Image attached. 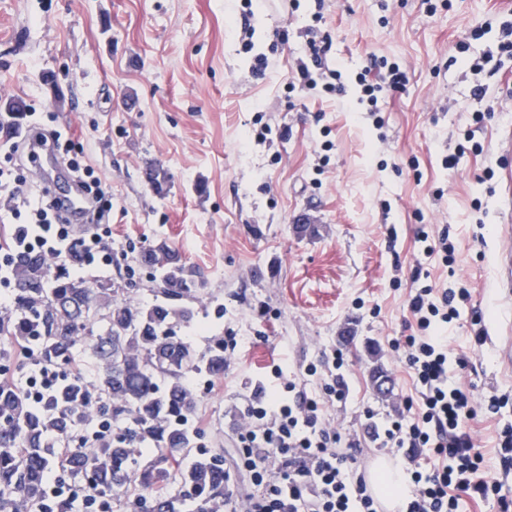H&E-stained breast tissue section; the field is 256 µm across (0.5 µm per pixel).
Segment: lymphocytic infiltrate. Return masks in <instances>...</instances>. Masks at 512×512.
Here are the masks:
<instances>
[{
    "instance_id": "1",
    "label": "lymphocytic infiltrate",
    "mask_w": 512,
    "mask_h": 512,
    "mask_svg": "<svg viewBox=\"0 0 512 512\" xmlns=\"http://www.w3.org/2000/svg\"><path fill=\"white\" fill-rule=\"evenodd\" d=\"M309 64L301 65V86L321 85L328 96L344 94L339 72L324 70L326 46L308 40ZM408 77L398 66H390L388 76L377 79L374 68L360 74L359 102L376 106L379 97L405 90ZM12 151L29 148V134L60 155H69L72 141L68 133L53 130L41 133L34 112L10 115ZM78 189L85 205L77 220L61 215V201L48 191L23 192L14 186L10 171L0 169V211L11 218L5 249L7 260L0 262V284L11 279V256L34 253L56 270H72L71 258L81 253L82 266L112 263V192L90 166L71 161ZM456 294L445 288L426 287L410 297L407 308L416 320V334L394 339L392 347L405 357L415 389L405 400V415L371 426L370 434L386 453L401 456L410 474V488L398 512H458V491L475 499L497 498L500 512H512V500L503 496V482L487 479L484 457L467 429L478 413L495 414L508 402L507 396H489L473 406L471 395L455 385L450 364L466 366L465 357L448 360L445 327L458 312ZM17 354L28 370L0 372V389H15L33 406L62 380V373L42 367L31 345H18ZM342 354L308 365L307 375L324 373L321 396L310 397L296 382L283 378L280 367H272L275 378L283 379L279 394L266 387L252 392L245 406V422L234 433L238 465L249 473L252 487L245 490L232 478L224 480V512H377L368 492L359 441L340 429L328 427L325 410L330 403L346 399L349 391L341 368ZM81 501L84 512H112L96 499L90 483L48 477L43 488L44 504L63 500Z\"/></svg>"
}]
</instances>
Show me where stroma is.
<instances>
[{
  "label": "stroma",
  "mask_w": 512,
  "mask_h": 512,
  "mask_svg": "<svg viewBox=\"0 0 512 512\" xmlns=\"http://www.w3.org/2000/svg\"><path fill=\"white\" fill-rule=\"evenodd\" d=\"M241 13L238 0H0V98L47 113L46 128L67 127L75 154L111 186L112 264L100 276L149 298L150 271L128 267L162 241L205 273L198 314L179 334L200 351L228 329L244 338L200 392V441L223 446L226 468L245 398L271 382L272 365L315 394L321 380L304 368L335 351L349 395L328 418L364 457L379 455L364 413L385 419L413 395L391 341L410 334L407 301L429 285L469 293L449 329V356L469 359L453 381L479 398L510 397L470 423L485 475L501 476L512 303L494 264L512 242L499 214L512 56L499 45L512 0H259L250 19ZM309 28L332 40L325 64L342 75L341 98L292 85ZM375 56L409 82L372 112L357 102V78ZM150 165L162 190L145 179ZM425 233L447 234L453 263L425 253ZM378 371L391 393L376 390Z\"/></svg>",
  "instance_id": "35a3bbf8"
}]
</instances>
